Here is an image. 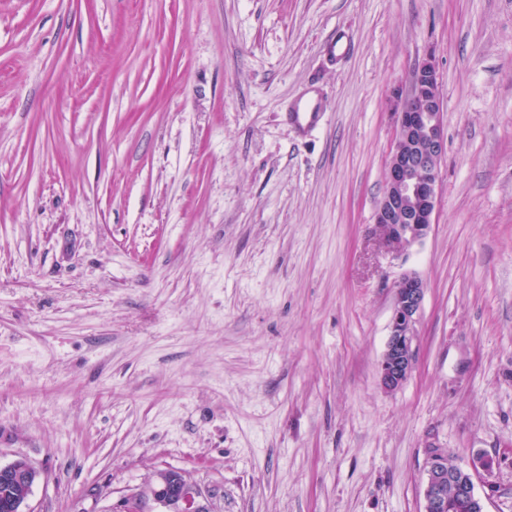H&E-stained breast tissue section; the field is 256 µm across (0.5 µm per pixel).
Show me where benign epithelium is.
I'll use <instances>...</instances> for the list:
<instances>
[{
  "instance_id": "7a95c632",
  "label": "benign epithelium",
  "mask_w": 512,
  "mask_h": 512,
  "mask_svg": "<svg viewBox=\"0 0 512 512\" xmlns=\"http://www.w3.org/2000/svg\"><path fill=\"white\" fill-rule=\"evenodd\" d=\"M443 101L433 57L415 68L408 94L399 110L396 140L388 156L386 184L375 214L389 251L401 255L424 239L435 223L436 187L446 151ZM426 285L414 273H405L394 291L389 334L378 363L381 388L399 390L412 373L418 341L416 323ZM491 471V461L469 465L448 463L441 449L428 447L421 512H485L475 490L479 471ZM42 472L30 460L18 457L0 466V477L13 488L12 512H30L23 493L39 481ZM148 492L164 512H212L204 491L185 472L156 471Z\"/></svg>"
}]
</instances>
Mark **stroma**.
Wrapping results in <instances>:
<instances>
[{"instance_id": "1", "label": "stroma", "mask_w": 512, "mask_h": 512, "mask_svg": "<svg viewBox=\"0 0 512 512\" xmlns=\"http://www.w3.org/2000/svg\"><path fill=\"white\" fill-rule=\"evenodd\" d=\"M429 53L447 150L397 256L392 93ZM431 445L512 512V0H0V465L42 470L30 512H120L167 468L214 512H420ZM324 115L322 106L318 101H307L295 112L288 113V122L294 125L302 134L315 129ZM426 285L414 273H405L394 291L389 334L378 363L381 388L399 390L412 373L418 341L416 323L420 315Z\"/></svg>"}]
</instances>
